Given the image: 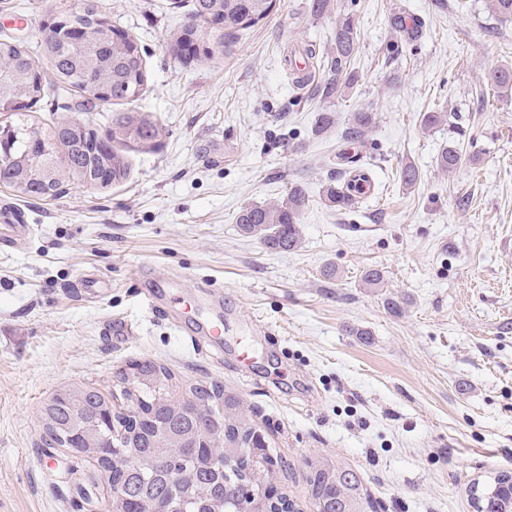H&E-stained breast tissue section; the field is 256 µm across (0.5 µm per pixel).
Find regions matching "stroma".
Here are the masks:
<instances>
[{"label":"stroma","instance_id":"stroma-1","mask_svg":"<svg viewBox=\"0 0 512 512\" xmlns=\"http://www.w3.org/2000/svg\"><path fill=\"white\" fill-rule=\"evenodd\" d=\"M55 0H0V38L43 63L41 25ZM357 28L356 85L311 63L299 87L291 60L329 52L336 15L310 0H276L257 24L225 36L211 61L179 58L170 39L188 0H101L144 51L135 102L164 128L162 144L129 155L109 189L68 183L51 199L0 188V225L25 224L0 247V512H103L110 493L92 459L50 443L41 406L62 386L113 390L114 372L150 358L174 390L220 383L243 402L284 460L278 487L312 512L306 462L340 457L377 512H473L469 487L512 472V95L491 75L512 65V21L490 0H339ZM420 27L396 33L393 14ZM113 107L50 89L42 123L99 132ZM376 117L362 144L316 130ZM426 112L447 122L424 127ZM463 161L445 172L443 147ZM364 156L371 197L330 207L339 150ZM419 179L405 187L404 165ZM300 185L301 243L266 249L236 224L240 210ZM383 281H362L368 268ZM96 275L88 293L80 280ZM180 277L179 321L153 314L141 288ZM224 318L218 353L189 328Z\"/></svg>","mask_w":512,"mask_h":512}]
</instances>
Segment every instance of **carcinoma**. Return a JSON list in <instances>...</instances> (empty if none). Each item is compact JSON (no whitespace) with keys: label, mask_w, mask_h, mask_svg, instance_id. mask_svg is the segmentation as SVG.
Returning a JSON list of instances; mask_svg holds the SVG:
<instances>
[{"label":"carcinoma","mask_w":512,"mask_h":512,"mask_svg":"<svg viewBox=\"0 0 512 512\" xmlns=\"http://www.w3.org/2000/svg\"><path fill=\"white\" fill-rule=\"evenodd\" d=\"M47 15L43 52L53 78L85 101L112 105L139 98L147 80L143 51L134 37L104 26L99 0H67ZM272 0H192L188 20L174 38L173 51L187 60L209 58V44L224 31L244 29L262 20ZM357 34L349 14L336 20V39L327 67L341 80L324 86L327 97L358 82L350 69ZM499 93L512 91V68L493 72ZM45 85L36 61L23 42L0 40V115L13 138L11 156L0 162V181L23 198L56 197L65 179L106 188L127 180V152L149 153L158 147L162 126L135 108L112 114V128L99 133L84 122L69 120L45 127L32 118L26 100L44 98ZM374 113L356 112L340 138L362 143ZM462 161L455 145L442 149L441 169L451 172ZM327 200L338 209L355 205L345 185L328 187ZM308 197L298 185L276 203L249 205L236 220L244 234L277 252L300 244V221ZM120 393H104L72 383L43 406L46 436L95 460L112 489L105 512H224V504L244 512H300L286 495L261 496L278 482L281 459L276 448L251 424L240 399L218 383L195 384L177 396L173 374L150 358L128 362L116 372ZM307 485L313 512H376L358 472L339 458L308 462ZM474 512H512V473L498 472L473 484Z\"/></svg>","instance_id":"carcinoma-1"}]
</instances>
